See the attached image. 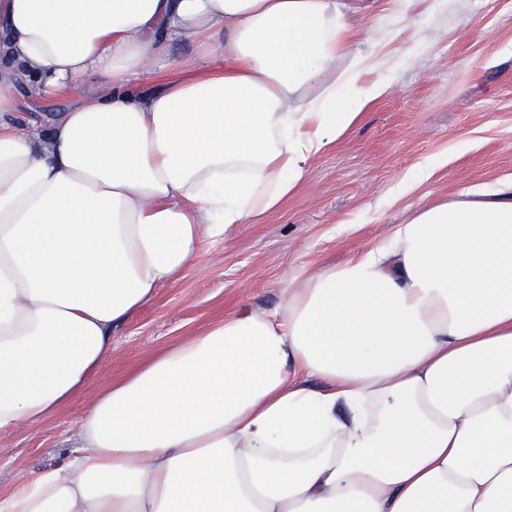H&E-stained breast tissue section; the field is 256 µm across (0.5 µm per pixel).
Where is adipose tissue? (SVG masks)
Returning a JSON list of instances; mask_svg holds the SVG:
<instances>
[{
    "label": "adipose tissue",
    "instance_id": "1",
    "mask_svg": "<svg viewBox=\"0 0 512 512\" xmlns=\"http://www.w3.org/2000/svg\"><path fill=\"white\" fill-rule=\"evenodd\" d=\"M377 3L0 0V436L91 394L0 512H512V182L96 385L114 331L387 92L347 44ZM69 90L47 128L19 110Z\"/></svg>",
    "mask_w": 512,
    "mask_h": 512
}]
</instances>
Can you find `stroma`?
<instances>
[{
  "label": "stroma",
  "instance_id": "35a3bbf8",
  "mask_svg": "<svg viewBox=\"0 0 512 512\" xmlns=\"http://www.w3.org/2000/svg\"><path fill=\"white\" fill-rule=\"evenodd\" d=\"M400 39L410 52L388 54L368 74L388 92L315 159L279 209L205 243L183 278L115 332L98 385L241 305L277 308L289 274L348 260L415 205L512 181V0H449L433 16L410 18ZM433 156L441 162L428 180L400 192ZM83 407L76 400L45 424L0 436L1 491L67 459Z\"/></svg>",
  "mask_w": 512,
  "mask_h": 512
}]
</instances>
